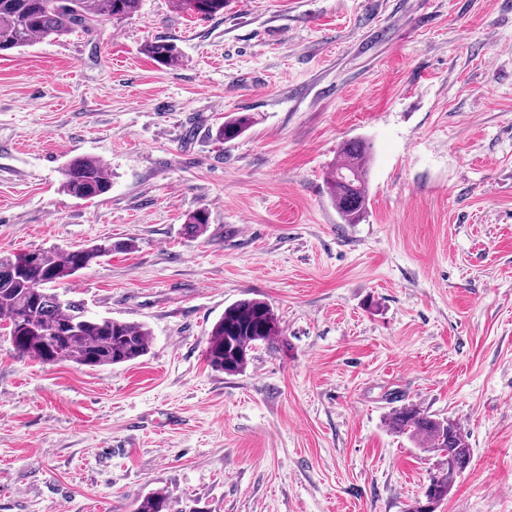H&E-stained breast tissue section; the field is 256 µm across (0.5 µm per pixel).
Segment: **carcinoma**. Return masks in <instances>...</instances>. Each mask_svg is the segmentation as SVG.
<instances>
[{"mask_svg": "<svg viewBox=\"0 0 512 512\" xmlns=\"http://www.w3.org/2000/svg\"><path fill=\"white\" fill-rule=\"evenodd\" d=\"M141 0H0V53L31 45L37 39L59 38L73 32L89 33L103 20L129 18L140 9ZM187 12L211 17L224 11V0H175ZM144 53L156 63L171 67L179 63L176 47L166 40L144 44ZM250 124V116L227 118L215 137L231 141ZM370 147L349 141L328 174L331 200L346 224H357L367 207ZM61 189L79 200L105 195L111 178L95 158L72 159L62 172ZM205 209L192 213L183 225L184 235L197 238L207 230ZM134 248L133 241L94 244L52 254L29 250L0 255V330L6 333L16 354L42 362H72L88 368L135 361L146 355L150 331L142 324L88 314L86 306L49 292L57 284L88 268L97 259ZM281 341L279 321L261 299H241L224 309L212 326L206 347L208 365L229 376L243 372L251 352L260 345ZM389 430L404 435L441 455V463L430 473L423 497L416 498L407 512H437L448 498L464 466L472 461L467 435L448 418H435L413 405L393 410L387 418ZM137 512H175L169 497L157 492L144 498Z\"/></svg>", "mask_w": 512, "mask_h": 512, "instance_id": "carcinoma-1", "label": "carcinoma"}]
</instances>
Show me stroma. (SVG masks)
Masks as SVG:
<instances>
[{
  "mask_svg": "<svg viewBox=\"0 0 512 512\" xmlns=\"http://www.w3.org/2000/svg\"><path fill=\"white\" fill-rule=\"evenodd\" d=\"M351 140L372 153L357 224L326 184ZM77 157L107 194L61 191ZM105 239L135 247L56 291L144 324L149 350L88 369L0 335V512H135L156 491L181 512H405L439 462L388 430L407 405L472 449L437 512H512V0H142L0 55V253ZM245 298L288 350L229 376L205 350ZM175 5L187 12L211 17L224 11V0H175ZM144 53L159 65L175 66L179 62L176 47L166 40H154L144 44ZM250 116L237 115L227 118L224 123L217 126L215 137L221 141H231L240 136L250 124Z\"/></svg>",
  "mask_w": 512,
  "mask_h": 512,
  "instance_id": "1",
  "label": "stroma"
}]
</instances>
